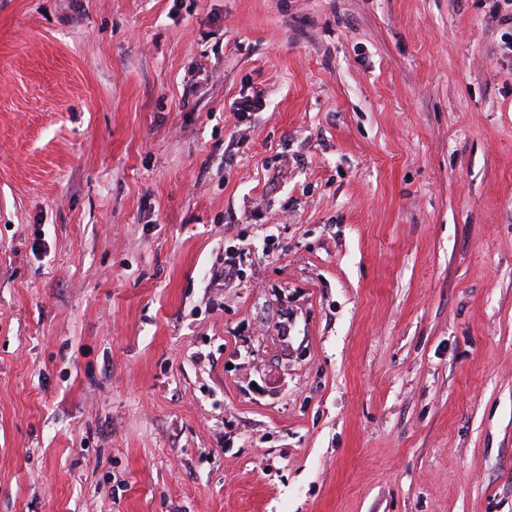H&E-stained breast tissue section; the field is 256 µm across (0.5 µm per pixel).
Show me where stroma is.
<instances>
[{
	"label": "stroma",
	"mask_w": 512,
	"mask_h": 512,
	"mask_svg": "<svg viewBox=\"0 0 512 512\" xmlns=\"http://www.w3.org/2000/svg\"><path fill=\"white\" fill-rule=\"evenodd\" d=\"M510 32L0 0V512H512Z\"/></svg>",
	"instance_id": "obj_1"
}]
</instances>
